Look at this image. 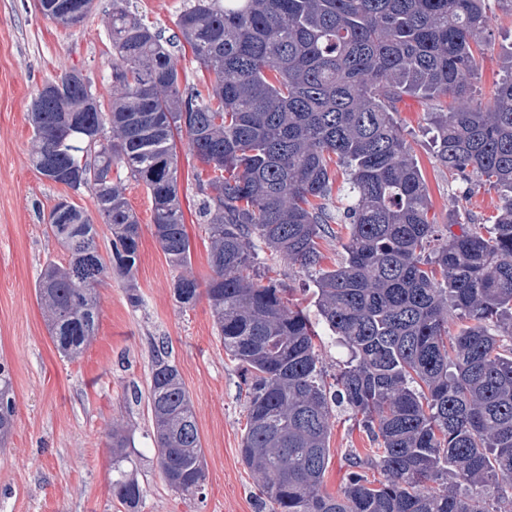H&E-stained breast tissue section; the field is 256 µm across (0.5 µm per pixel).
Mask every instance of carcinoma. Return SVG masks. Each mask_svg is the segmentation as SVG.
Wrapping results in <instances>:
<instances>
[{
  "mask_svg": "<svg viewBox=\"0 0 512 512\" xmlns=\"http://www.w3.org/2000/svg\"><path fill=\"white\" fill-rule=\"evenodd\" d=\"M93 0H38L51 21ZM485 0H194L165 38L112 0V95L87 106L83 83L53 81L29 115L30 161L45 179L93 191L98 219L62 198L48 228L69 256L41 268L36 297L60 357L83 354L99 326V286L126 279L136 304L141 224L124 179L146 188L153 235L170 265L191 263L178 198L173 131L210 168L197 176L212 273L200 288L181 273L183 307L207 299L224 351L247 394L242 462L269 512H512V74L494 102H472L474 48L487 36ZM189 49L213 76L207 93L182 85L174 52ZM405 95L452 97L429 113L436 156L449 173L496 188L494 224L430 219L433 204L395 120ZM77 122L71 123L68 116ZM98 126L92 141L84 125ZM346 206L333 212L336 170ZM111 233L99 253L96 221ZM344 224L345 255L322 267L318 239ZM313 278L318 317L347 348L324 379L306 309L272 281H254L253 241ZM466 324L448 339V317ZM147 406L168 485L195 499L206 472L191 398L180 373L154 356ZM378 443L383 479L349 460L347 482L323 490L333 407ZM15 416L0 364V441ZM130 437L110 435V491L140 512Z\"/></svg>",
  "mask_w": 512,
  "mask_h": 512,
  "instance_id": "1",
  "label": "carcinoma"
}]
</instances>
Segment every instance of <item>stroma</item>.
<instances>
[{
  "label": "stroma",
  "instance_id": "35a3bbf8",
  "mask_svg": "<svg viewBox=\"0 0 512 512\" xmlns=\"http://www.w3.org/2000/svg\"><path fill=\"white\" fill-rule=\"evenodd\" d=\"M190 0H130L132 11L164 36ZM111 0H95L82 23L63 28L44 19L35 0H0V363L8 365L15 400L14 428L0 446V512H123L109 491L113 427L132 438L128 470L144 491L141 512H263L258 480L241 461L246 426L236 366L215 334L207 300L184 308L173 298L175 270L151 233V204L143 186L127 182L125 196L142 226L135 286L120 277L100 289L98 333L84 353L60 358L36 299V282L46 261L67 263L68 255L46 231L45 216L58 198L71 196L94 212L91 190L69 195L30 164L33 97L46 81L71 67L82 68L101 101L111 93L112 46L106 35ZM490 33L481 51L474 97L493 101L504 72L502 50L512 45V12L500 0H485ZM451 99L406 96L395 118L416 158L438 224H486L499 202L496 190L467 187L435 157L427 115L450 107ZM179 200L191 242L190 269L198 280L210 273L207 237L199 223L195 175L202 166L185 141L176 140ZM269 277L306 301L313 286L298 266L259 250ZM140 304H131L130 292ZM164 345L190 394L206 470L203 501L186 500L165 481L157 463L151 414L146 402L157 345ZM373 442L345 412L334 417L331 463L324 491L340 492L347 460L368 457Z\"/></svg>",
  "mask_w": 512,
  "mask_h": 512
}]
</instances>
